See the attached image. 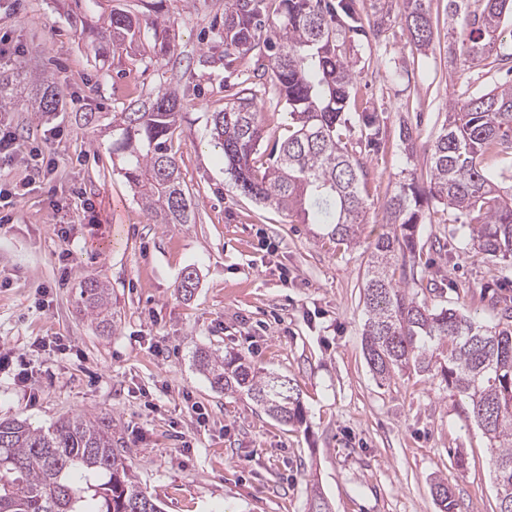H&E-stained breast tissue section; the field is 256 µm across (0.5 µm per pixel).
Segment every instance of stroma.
I'll return each instance as SVG.
<instances>
[{
  "instance_id": "stroma-1",
  "label": "stroma",
  "mask_w": 512,
  "mask_h": 512,
  "mask_svg": "<svg viewBox=\"0 0 512 512\" xmlns=\"http://www.w3.org/2000/svg\"><path fill=\"white\" fill-rule=\"evenodd\" d=\"M224 2L98 0L91 21L125 10L142 35L129 53L97 57L69 16L71 0H0V36L25 49L0 58V71L45 69L66 92L51 116L17 105L0 113L28 140L65 130L57 170L26 190L0 228V417L35 427L79 413L111 417L113 437L162 512H307L314 484L332 512H439L436 479L452 487L458 512H497L489 443L458 396L429 374L378 384L362 331L366 249L382 230L384 202L404 168L426 175L448 102L494 87L504 68L493 56L449 60L447 0H427L434 43L426 50L404 27L402 0H353L363 20L383 22L352 42L349 61L356 98L384 134L366 148L362 119L352 115L346 140L366 163L360 190L369 210L349 248L242 194L213 150L212 115L237 81L214 45ZM158 30L171 52L156 42ZM167 89L181 99L171 146L191 224L153 223L110 150L113 113ZM404 121L419 130L410 158L399 139ZM88 199L105 212L101 229L88 226ZM458 226L430 204L419 229L418 297L495 323L490 299L512 298V267L474 250ZM189 266L200 282L187 297L177 284ZM89 277L106 281L117 300L110 333L77 305ZM57 336L70 348L56 347ZM201 349L239 352L295 379L305 423L283 425L247 397L212 388L195 365ZM23 367L27 388L15 380Z\"/></svg>"
}]
</instances>
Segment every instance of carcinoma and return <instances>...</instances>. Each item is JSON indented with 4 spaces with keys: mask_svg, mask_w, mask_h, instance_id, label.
I'll use <instances>...</instances> for the list:
<instances>
[{
    "mask_svg": "<svg viewBox=\"0 0 512 512\" xmlns=\"http://www.w3.org/2000/svg\"><path fill=\"white\" fill-rule=\"evenodd\" d=\"M470 0H448V51L480 62L502 41L512 18V0H484L479 13ZM275 14L264 0H226L224 29L216 33L224 67L254 50L252 75L211 119L235 186L259 203L285 211L303 224H321L327 236L348 245L359 242L367 204L360 190V163L342 141L341 129L354 91L346 43L367 34L349 0H278ZM404 25L421 48L431 46L433 24L426 0H403ZM94 43L114 54L128 51L141 37L138 20L112 11L93 32ZM288 107L293 128L264 170L256 153L265 135L257 93ZM64 87L53 75H27L19 67L0 74V108L21 104L30 112L58 111ZM176 91L149 104L112 115V152L124 177L156 224H192L170 135L178 120ZM512 81L471 93L448 105L435 138L429 182L403 170L383 206L382 232L372 244L363 286L366 320L364 354L383 384L395 372L434 374L464 402L469 417L489 441L498 512H512V305L487 326L452 308H433L410 288L420 286L410 262L418 247L425 205L434 199L448 210L472 217L460 225L474 249L491 260L512 262V193L500 183L512 178ZM198 273L186 268L178 290L190 296ZM79 299L96 329L109 333L118 313L104 281L89 277ZM199 370L217 390L248 396L266 415L284 425H301L298 385L266 372L239 353L220 356L200 350ZM440 512H457L455 492L431 485ZM0 512H162L112 440L107 415L76 414L47 428L17 418L0 420Z\"/></svg>",
    "mask_w": 512,
    "mask_h": 512,
    "instance_id": "carcinoma-1",
    "label": "carcinoma"
}]
</instances>
